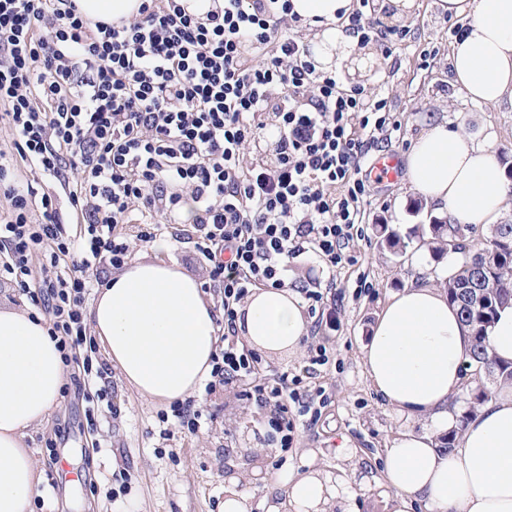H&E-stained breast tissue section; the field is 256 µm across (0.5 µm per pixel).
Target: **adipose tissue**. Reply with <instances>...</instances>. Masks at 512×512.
Here are the masks:
<instances>
[{
  "mask_svg": "<svg viewBox=\"0 0 512 512\" xmlns=\"http://www.w3.org/2000/svg\"><path fill=\"white\" fill-rule=\"evenodd\" d=\"M463 20L450 49L452 72L471 100L512 102V0H438ZM295 13L319 28L316 53L328 65L344 43L334 27L353 0H292ZM410 186L436 203L453 224H497L508 194L503 168L488 145L461 129L431 125L406 156ZM171 243L155 240L153 258L113 273L88 312L107 359L151 403L191 399L212 369L216 317L200 281L160 261ZM244 344L269 354L298 349L308 322L296 292L253 289L238 310ZM471 347L470 331L448 295L428 281H410L383 307L365 347L375 389L393 408L426 417L434 432L401 434L385 454V476L401 507L422 501L427 512H512V387L499 389L469 418L452 449L441 433L454 428L453 400ZM64 367L45 319L0 307V512H27L40 464L24 439L60 400ZM296 512H323L327 488L317 473L289 480Z\"/></svg>",
  "mask_w": 512,
  "mask_h": 512,
  "instance_id": "adipose-tissue-1",
  "label": "adipose tissue"
}]
</instances>
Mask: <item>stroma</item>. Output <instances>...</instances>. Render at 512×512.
<instances>
[{"label": "stroma", "instance_id": "35a3bbf8", "mask_svg": "<svg viewBox=\"0 0 512 512\" xmlns=\"http://www.w3.org/2000/svg\"><path fill=\"white\" fill-rule=\"evenodd\" d=\"M398 22L409 30L400 45V68H388L379 55L371 74L356 73L346 61L332 63L347 85L387 98L404 133L388 153L405 157L408 141L444 121L465 126L512 166V106L472 101L453 78L449 53L460 21L449 19L436 0H415L413 11ZM425 49L430 56L424 61ZM419 200L407 178L376 184L352 262L332 278L314 254L290 263L289 283L336 295L335 311L307 334L300 354L262 357L271 372L295 375L306 365L309 348L325 347L329 356L311 382L325 389L328 401L314 424L297 426L290 448L271 447L267 412L241 399L242 381L195 394L203 417L192 435L170 417L169 405L142 399L98 350L93 358L106 366L112 401L91 405L90 390L75 401L62 395L50 416L29 430L25 445L42 470L29 512H219L231 492L245 498L248 512H271L289 474L306 470L336 481L327 512H393L395 494L383 475L385 450L399 433H424L430 425L396 412L366 372L364 347L372 323L386 300L417 274L410 259L417 243H410L408 256L394 257L380 250L374 226L384 219L424 223L425 213L410 211ZM89 407L96 419L92 426L85 419Z\"/></svg>", "mask_w": 512, "mask_h": 512}]
</instances>
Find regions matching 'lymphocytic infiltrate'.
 I'll return each mask as SVG.
<instances>
[{
    "label": "lymphocytic infiltrate",
    "mask_w": 512,
    "mask_h": 512,
    "mask_svg": "<svg viewBox=\"0 0 512 512\" xmlns=\"http://www.w3.org/2000/svg\"><path fill=\"white\" fill-rule=\"evenodd\" d=\"M140 0L130 19L91 22L78 0H0V278L45 315L77 389L103 367L78 359L97 265L125 266L153 224L191 212V240L222 299V344L206 391L252 380L276 448L321 402L302 377L268 373L236 336L252 288L285 286L314 253L328 275L349 262L369 203L367 165L400 131L386 99L317 71L290 0ZM341 33L401 62L405 33L358 0ZM271 117L256 123L257 113ZM30 180L20 181L19 168ZM54 183L62 196L46 192ZM139 214L141 228L125 223Z\"/></svg>",
    "instance_id": "f902f5d3"
}]
</instances>
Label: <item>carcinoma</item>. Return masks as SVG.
<instances>
[{
  "instance_id": "obj_1",
  "label": "carcinoma",
  "mask_w": 512,
  "mask_h": 512,
  "mask_svg": "<svg viewBox=\"0 0 512 512\" xmlns=\"http://www.w3.org/2000/svg\"><path fill=\"white\" fill-rule=\"evenodd\" d=\"M379 246L402 256L406 243L392 225H376ZM419 242L427 243L435 262L448 259L446 271L431 268L433 281L448 297L472 332V346L466 364L462 391L464 410L454 429L440 436L442 448L454 446L471 414L491 399L500 387L512 386V363H500L488 350L487 335L498 309L512 305V224L482 227L448 223V218L429 216V223L414 229Z\"/></svg>"
}]
</instances>
